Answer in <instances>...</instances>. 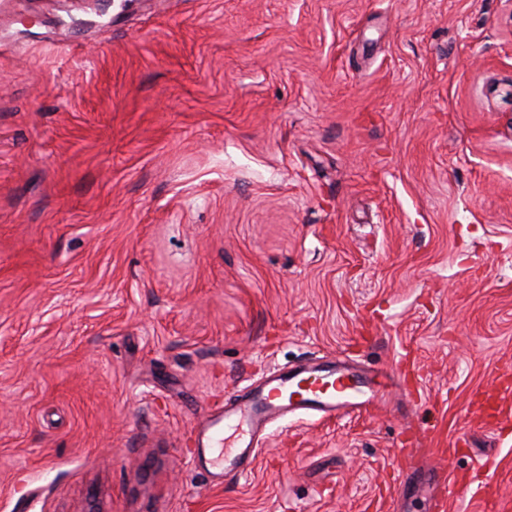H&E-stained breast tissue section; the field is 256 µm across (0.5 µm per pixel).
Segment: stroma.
Returning <instances> with one entry per match:
<instances>
[{"mask_svg":"<svg viewBox=\"0 0 512 512\" xmlns=\"http://www.w3.org/2000/svg\"><path fill=\"white\" fill-rule=\"evenodd\" d=\"M315 356L409 395L193 475ZM502 379L512 0L0 5V512H512Z\"/></svg>","mask_w":512,"mask_h":512,"instance_id":"obj_1","label":"stroma"}]
</instances>
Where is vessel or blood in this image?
<instances>
[{
	"label": "vessel or blood",
	"mask_w": 512,
	"mask_h": 512,
	"mask_svg": "<svg viewBox=\"0 0 512 512\" xmlns=\"http://www.w3.org/2000/svg\"><path fill=\"white\" fill-rule=\"evenodd\" d=\"M386 391L371 376L330 361L308 360L272 369L235 387L222 410L195 433L194 468L218 486L250 472L272 424L300 415L335 417L338 410L377 407Z\"/></svg>",
	"instance_id": "b4317fda"
}]
</instances>
